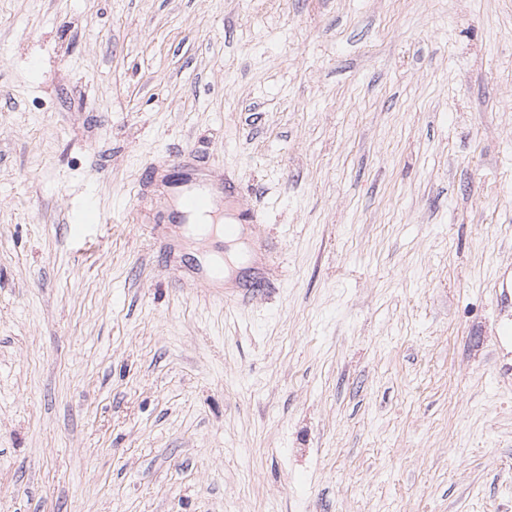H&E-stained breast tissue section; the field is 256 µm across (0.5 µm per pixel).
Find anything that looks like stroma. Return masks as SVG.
I'll return each instance as SVG.
<instances>
[{"instance_id": "stroma-1", "label": "stroma", "mask_w": 512, "mask_h": 512, "mask_svg": "<svg viewBox=\"0 0 512 512\" xmlns=\"http://www.w3.org/2000/svg\"><path fill=\"white\" fill-rule=\"evenodd\" d=\"M186 148L249 304L140 187ZM500 266L512 0H0V512H512ZM198 220L199 224H202V226L193 229L194 236H192L187 229H185L184 234L198 244L200 242L206 243L205 241L210 237L208 224L212 223V218L208 215H201ZM238 221V224H259L260 216L255 210H246L240 214ZM238 224H211V226L219 230L220 234H222V238H232L238 233ZM487 289L491 292L492 299L497 305H502L511 300L512 279L506 275V272L498 270L488 281Z\"/></svg>"}]
</instances>
